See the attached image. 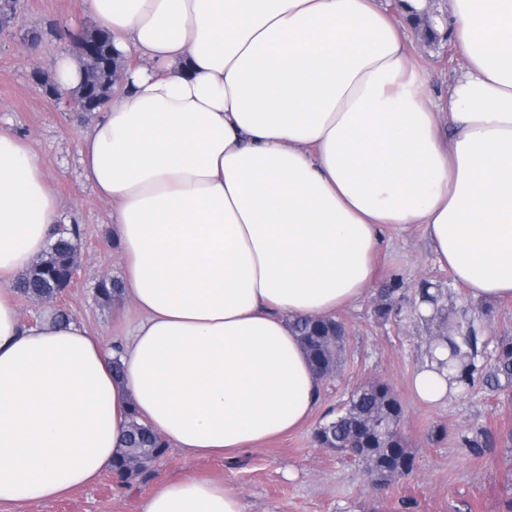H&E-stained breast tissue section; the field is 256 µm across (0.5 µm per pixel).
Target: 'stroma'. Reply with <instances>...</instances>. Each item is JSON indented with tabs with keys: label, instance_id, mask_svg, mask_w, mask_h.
<instances>
[{
	"label": "stroma",
	"instance_id": "obj_1",
	"mask_svg": "<svg viewBox=\"0 0 512 512\" xmlns=\"http://www.w3.org/2000/svg\"><path fill=\"white\" fill-rule=\"evenodd\" d=\"M89 19L81 0H19L10 32L0 33V126L23 137L40 156L66 221L83 230L80 268L67 309L106 343L122 341L137 314L117 315L114 305L96 302L93 288L104 276L122 274V259L104 229L111 203L84 182L78 144L91 124L64 102L43 95L30 80L68 47L69 33ZM39 31L37 47L26 33ZM375 259L376 273L364 297L336 313L347 331L338 373L322 381L310 420L281 438L223 457H194L170 449L146 477L118 485L107 477L70 497L26 505L21 512H138L141 498L161 480L193 475L223 479L239 492L247 512H512V401L478 385L439 403L420 401L411 378L427 351V338L448 318L478 320L487 351L512 336V300L470 298L431 254L422 225L390 228ZM401 290L387 315L382 291L392 277ZM444 293L433 317H421L416 291L422 282ZM370 380L386 382L403 410L401 432L416 458L412 476L382 490L369 483L358 461L320 447L314 431L325 413L339 409L350 393ZM484 430L494 442L475 457L460 445L462 435Z\"/></svg>",
	"mask_w": 512,
	"mask_h": 512
}]
</instances>
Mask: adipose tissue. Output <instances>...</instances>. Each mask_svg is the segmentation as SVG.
Segmentation results:
<instances>
[{
  "instance_id": "1",
  "label": "adipose tissue",
  "mask_w": 512,
  "mask_h": 512,
  "mask_svg": "<svg viewBox=\"0 0 512 512\" xmlns=\"http://www.w3.org/2000/svg\"><path fill=\"white\" fill-rule=\"evenodd\" d=\"M82 8L130 61L79 147L139 317L117 355L78 316L21 322L12 284L63 215L0 127V506L98 482L133 414L197 457L303 426L321 381L290 323L363 297L384 227L423 225L472 298L512 299V0H452L464 63L436 98L389 0ZM445 356L417 368L422 400L459 390ZM140 509L246 505L184 476Z\"/></svg>"
}]
</instances>
